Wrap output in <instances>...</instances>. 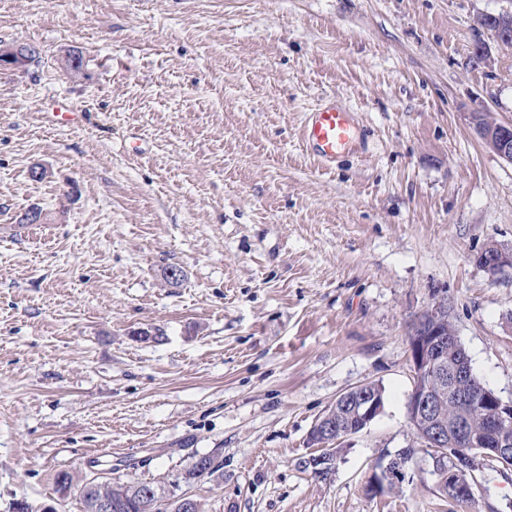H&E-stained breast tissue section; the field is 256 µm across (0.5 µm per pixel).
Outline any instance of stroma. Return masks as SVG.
<instances>
[{
    "mask_svg": "<svg viewBox=\"0 0 512 512\" xmlns=\"http://www.w3.org/2000/svg\"><path fill=\"white\" fill-rule=\"evenodd\" d=\"M503 11L0 0V41L39 49L0 69V512H83L55 477L100 469L202 512H448L421 460L402 492L362 486L413 442L406 326L435 302L512 400V269L476 263L512 250V164L475 127L512 123V47L477 22ZM331 97L367 141L324 169L300 128ZM61 102L80 125L54 123ZM34 206L45 222L19 226ZM366 382L384 409L333 480L300 469L314 421ZM202 455L221 470L177 487ZM462 512H512V480L486 471Z\"/></svg>",
    "mask_w": 512,
    "mask_h": 512,
    "instance_id": "obj_1",
    "label": "stroma"
}]
</instances>
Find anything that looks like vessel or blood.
Wrapping results in <instances>:
<instances>
[{
    "label": "vessel or blood",
    "mask_w": 512,
    "mask_h": 512,
    "mask_svg": "<svg viewBox=\"0 0 512 512\" xmlns=\"http://www.w3.org/2000/svg\"><path fill=\"white\" fill-rule=\"evenodd\" d=\"M302 136L310 156L327 168L353 147L359 131L350 113L331 102L306 114Z\"/></svg>",
    "instance_id": "obj_1"
}]
</instances>
